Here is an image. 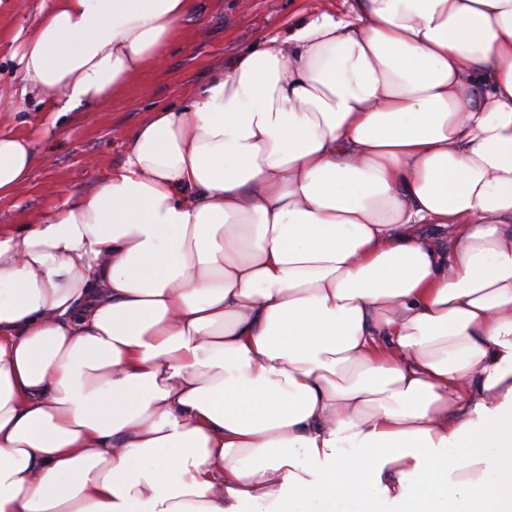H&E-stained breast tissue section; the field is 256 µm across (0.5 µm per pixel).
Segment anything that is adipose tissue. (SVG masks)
<instances>
[{"label":"adipose tissue","instance_id":"ef3b65f1","mask_svg":"<svg viewBox=\"0 0 512 512\" xmlns=\"http://www.w3.org/2000/svg\"><path fill=\"white\" fill-rule=\"evenodd\" d=\"M195 5L50 0L14 55L103 104ZM352 11L0 229V512H512V0ZM34 164L0 136V198Z\"/></svg>","mask_w":512,"mask_h":512}]
</instances>
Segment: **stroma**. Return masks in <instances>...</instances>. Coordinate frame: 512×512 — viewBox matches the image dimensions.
I'll return each mask as SVG.
<instances>
[{
    "instance_id": "stroma-1",
    "label": "stroma",
    "mask_w": 512,
    "mask_h": 512,
    "mask_svg": "<svg viewBox=\"0 0 512 512\" xmlns=\"http://www.w3.org/2000/svg\"><path fill=\"white\" fill-rule=\"evenodd\" d=\"M44 0H0V134L33 142L36 163L12 196L0 199V227L32 222L73 196L92 192L122 163L130 137L151 110L176 105L205 83L213 67L231 66L246 48L287 35L317 11L344 16L351 0H198L163 61L135 77L112 101L62 115L23 92L13 35L37 19Z\"/></svg>"
}]
</instances>
